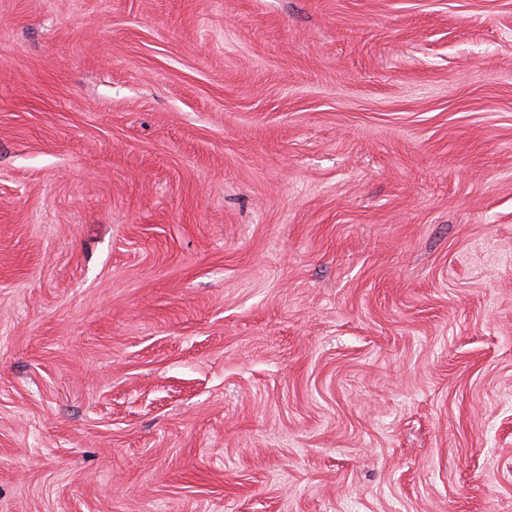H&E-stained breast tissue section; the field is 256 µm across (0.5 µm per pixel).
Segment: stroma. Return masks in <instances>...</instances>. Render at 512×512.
Returning a JSON list of instances; mask_svg holds the SVG:
<instances>
[{"instance_id": "35a3bbf8", "label": "stroma", "mask_w": 512, "mask_h": 512, "mask_svg": "<svg viewBox=\"0 0 512 512\" xmlns=\"http://www.w3.org/2000/svg\"><path fill=\"white\" fill-rule=\"evenodd\" d=\"M0 512H512V0H0Z\"/></svg>"}]
</instances>
